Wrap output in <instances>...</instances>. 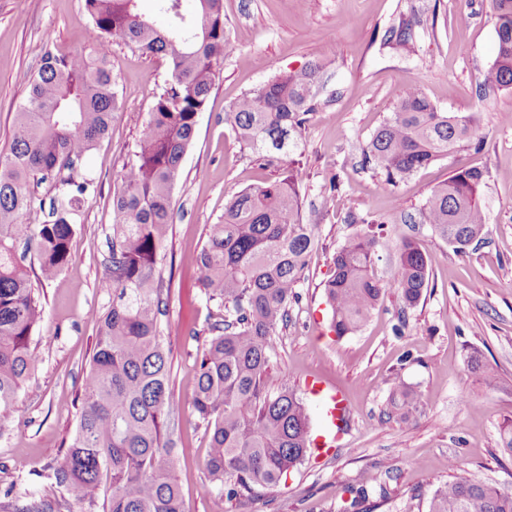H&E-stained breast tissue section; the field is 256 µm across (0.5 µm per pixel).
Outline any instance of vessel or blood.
I'll list each match as a JSON object with an SVG mask.
<instances>
[{
  "label": "vessel or blood",
  "instance_id": "vessel-or-blood-1",
  "mask_svg": "<svg viewBox=\"0 0 512 512\" xmlns=\"http://www.w3.org/2000/svg\"><path fill=\"white\" fill-rule=\"evenodd\" d=\"M304 391L319 404L323 418V427L313 438V451L319 456L331 455L348 424L346 396L336 384L314 377L305 380Z\"/></svg>",
  "mask_w": 512,
  "mask_h": 512
}]
</instances>
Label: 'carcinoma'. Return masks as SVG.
Instances as JSON below:
<instances>
[{
    "instance_id": "carcinoma-1",
    "label": "carcinoma",
    "mask_w": 512,
    "mask_h": 512,
    "mask_svg": "<svg viewBox=\"0 0 512 512\" xmlns=\"http://www.w3.org/2000/svg\"><path fill=\"white\" fill-rule=\"evenodd\" d=\"M158 0L165 29L138 11V0H83L89 49L65 54L48 46L28 80L16 112L9 154L0 155V427L11 416L22 384L35 367L31 336L42 316L16 244L35 240L36 277L49 281L70 261L75 217L95 195L94 179L75 173L110 129L118 106L111 42L121 41L168 62L169 79L142 123L135 159L112 199V241L102 287L112 303L99 316V335L83 382L75 434L44 488L20 512H60L59 493L103 512H185L177 483L170 428L169 351L163 345L166 312L158 260L172 224V191L192 145L201 112L219 78L228 38L224 0ZM497 54L485 71L486 91L512 92V0H493ZM383 43L413 48L412 25L388 28ZM325 65L286 72L244 94L226 110L238 142L267 166L299 150L307 116L325 103ZM476 115L441 112L417 85L409 86L390 116L361 149L362 166L396 185L463 147ZM68 175L59 176L61 170ZM53 180L48 220L23 218L42 206L35 188ZM485 171L459 168L433 188L419 223L464 253L485 234L481 206ZM300 171L245 188L224 206L196 258L197 280L217 304L212 336L197 365L195 415L210 438L208 469L229 497H249L276 486L302 463L309 418L287 380L270 371L279 327L315 247L313 225L303 223ZM378 238L352 234L336 250L325 294L337 337L368 322L394 291L406 313L429 287L424 247L407 238L396 248L393 273L375 274ZM416 394L395 384L388 414L410 418ZM451 479L438 487L428 512H512V492L476 480L448 461Z\"/></svg>"
}]
</instances>
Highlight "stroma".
Listing matches in <instances>:
<instances>
[{
	"label": "stroma",
	"mask_w": 512,
	"mask_h": 512,
	"mask_svg": "<svg viewBox=\"0 0 512 512\" xmlns=\"http://www.w3.org/2000/svg\"><path fill=\"white\" fill-rule=\"evenodd\" d=\"M403 20L414 26L411 52L383 42L385 31ZM224 21L230 47L182 162L159 265L170 288L162 323L170 349L173 439L186 451L176 468L186 512H342L353 487L367 490L369 512H427L434 490L450 478L452 459L477 480L512 490V455L499 446L501 427L512 421V119L505 116L512 93L478 98L482 74L495 59L492 0H224ZM88 40L82 0H0V153L10 149L26 79L45 47L76 53ZM314 61L324 63L336 92L311 115L299 150L303 221L314 225L317 246L271 363L295 386L309 375L336 382L350 401L352 421L331 456L307 457L278 487L230 499L208 473L209 438L192 412L196 357L217 312L197 281L195 259L232 195L281 174L262 168L240 146L226 108L276 75ZM112 69L121 106L107 137L78 165L97 192L77 220L68 266L40 290L36 366L0 428V512L29 502L47 466L68 447L97 316L112 302L101 286L112 198L168 77L163 57L118 41ZM413 84L441 111L476 113L477 132L458 151L392 186L363 169L360 146ZM461 166L487 171L481 204L488 233L464 254L428 225L394 219L400 212L417 215L430 191ZM335 177L340 187L334 191ZM351 211L382 222L378 276H389L397 245L410 236L425 247L431 277L416 307L402 310L397 295L389 294L359 333L340 339L329 329L324 284L334 253L354 230L345 221ZM400 323L405 329L398 336L393 328ZM475 352L496 375V386L470 371ZM396 379L419 398L406 423L387 413Z\"/></svg>",
	"instance_id": "1"
}]
</instances>
